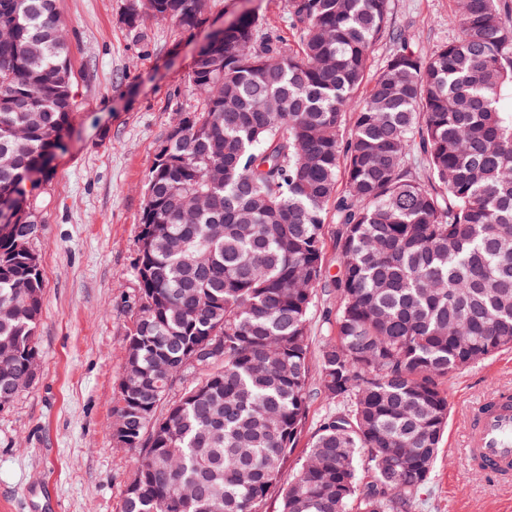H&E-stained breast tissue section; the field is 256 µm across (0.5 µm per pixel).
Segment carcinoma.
Here are the masks:
<instances>
[{
  "instance_id": "cac0c4a2",
  "label": "carcinoma",
  "mask_w": 512,
  "mask_h": 512,
  "mask_svg": "<svg viewBox=\"0 0 512 512\" xmlns=\"http://www.w3.org/2000/svg\"><path fill=\"white\" fill-rule=\"evenodd\" d=\"M288 7L293 45L243 14L201 48L202 105L166 136L175 163L146 178L135 375L114 406L139 449L122 512H266L313 382L331 409L280 512H411L448 425L445 381L512 349V6L454 0L456 38L424 56L394 33L371 78L390 0ZM155 12L189 29L198 0H151L129 26ZM268 98L279 111L257 108ZM75 107L56 0H0V197L24 206L0 236L1 406L39 356L43 274L17 243L38 238L45 199L25 174ZM199 193L210 204L186 224ZM330 204L339 269L315 355Z\"/></svg>"
}]
</instances>
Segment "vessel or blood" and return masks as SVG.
Segmentation results:
<instances>
[{
  "label": "vessel or blood",
  "mask_w": 512,
  "mask_h": 512,
  "mask_svg": "<svg viewBox=\"0 0 512 512\" xmlns=\"http://www.w3.org/2000/svg\"><path fill=\"white\" fill-rule=\"evenodd\" d=\"M466 454L471 468L496 483H512V390L496 392L470 410Z\"/></svg>",
  "instance_id": "1"
}]
</instances>
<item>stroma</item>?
Segmentation results:
<instances>
[{"instance_id":"35a3bbf8","label":"stroma","mask_w":512,"mask_h":512,"mask_svg":"<svg viewBox=\"0 0 512 512\" xmlns=\"http://www.w3.org/2000/svg\"><path fill=\"white\" fill-rule=\"evenodd\" d=\"M128 0H57L71 46L76 108L66 149L42 175L48 201L33 241L45 279L39 366L0 407V512H121L136 453L114 448L113 404L138 310L134 262L141 186L170 128L200 96L189 82L207 35L245 11L294 43L288 0H207L196 30L173 21L132 28ZM390 31L418 51L458 29L451 0H390ZM450 414L429 488L415 512H512V485L471 470V406L512 389V350L449 377Z\"/></svg>"}]
</instances>
